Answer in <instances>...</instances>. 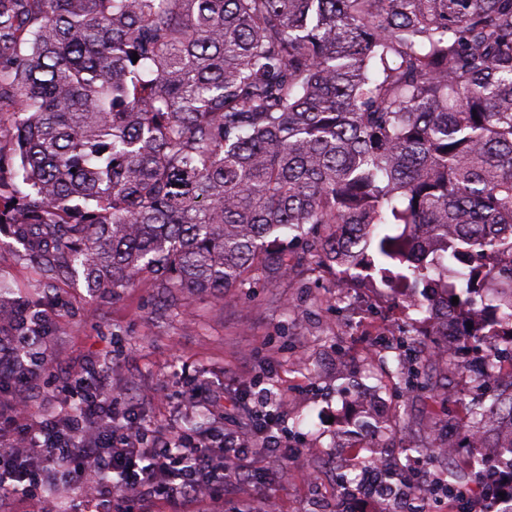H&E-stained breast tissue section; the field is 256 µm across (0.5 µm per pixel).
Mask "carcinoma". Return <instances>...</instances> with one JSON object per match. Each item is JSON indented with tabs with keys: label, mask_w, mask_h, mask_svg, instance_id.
<instances>
[{
	"label": "carcinoma",
	"mask_w": 512,
	"mask_h": 512,
	"mask_svg": "<svg viewBox=\"0 0 512 512\" xmlns=\"http://www.w3.org/2000/svg\"><path fill=\"white\" fill-rule=\"evenodd\" d=\"M5 113L0 234L41 297L0 282L3 345L42 347L60 280L276 288L301 240L512 350V0H0ZM420 323L409 383L448 335ZM493 423L512 489V393L464 434Z\"/></svg>",
	"instance_id": "carcinoma-1"
}]
</instances>
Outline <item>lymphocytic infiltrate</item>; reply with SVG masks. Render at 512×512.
Returning <instances> with one entry per match:
<instances>
[{
	"instance_id": "obj_1",
	"label": "lymphocytic infiltrate",
	"mask_w": 512,
	"mask_h": 512,
	"mask_svg": "<svg viewBox=\"0 0 512 512\" xmlns=\"http://www.w3.org/2000/svg\"><path fill=\"white\" fill-rule=\"evenodd\" d=\"M16 361L13 351H0V508L43 485L77 484L92 463L101 473L99 501L111 500L117 481L128 491L166 496L170 512H183L190 494L224 492L228 472L256 454L215 430L147 439L136 420L113 415L101 379L86 371L73 376L87 392L82 410L35 420L13 379Z\"/></svg>"
}]
</instances>
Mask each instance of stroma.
I'll use <instances>...</instances> for the list:
<instances>
[{
  "label": "stroma",
  "instance_id": "1",
  "mask_svg": "<svg viewBox=\"0 0 512 512\" xmlns=\"http://www.w3.org/2000/svg\"><path fill=\"white\" fill-rule=\"evenodd\" d=\"M22 247L0 237V279L22 294L39 278L21 256ZM293 278L271 289L258 282L216 299L199 294L186 299L141 279L137 287L102 298L83 282L59 283L48 316L45 373L26 388L35 418L67 410L79 401L74 372H99L118 414H129L148 429L180 431L188 416L202 418L203 429L248 433L252 418L274 407L277 422L256 438L257 469L239 480L223 512H264L265 498L279 512H379L361 489L347 486L352 473L333 456L338 447L358 441L366 427H378L385 447L423 448L429 432L430 403L440 411L441 435L456 448L458 473L470 467L462 425L477 391L461 373L482 347L460 348L457 370L428 368L416 386L398 373L396 349L380 336H359L351 303L353 288L325 274L301 249ZM369 396L355 407L358 393ZM307 448L320 456L306 459ZM293 451L292 462L282 460ZM441 464L426 458L417 482L426 491L425 512H468L464 479L454 499L437 492L433 476ZM322 474L309 480L310 469Z\"/></svg>",
  "mask_w": 512,
  "mask_h": 512
}]
</instances>
